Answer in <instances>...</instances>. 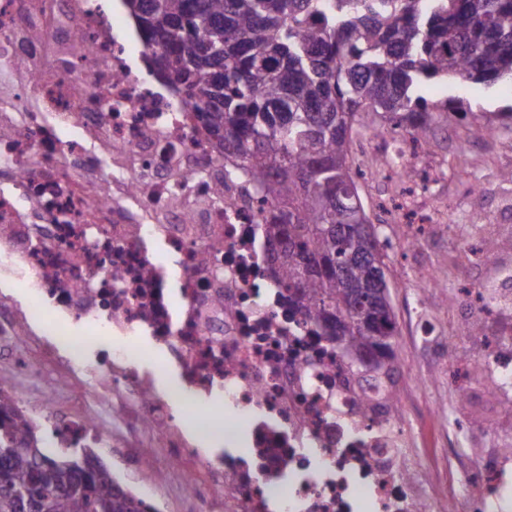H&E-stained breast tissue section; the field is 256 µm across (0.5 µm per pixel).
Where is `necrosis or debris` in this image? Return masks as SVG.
Listing matches in <instances>:
<instances>
[{"mask_svg": "<svg viewBox=\"0 0 512 512\" xmlns=\"http://www.w3.org/2000/svg\"><path fill=\"white\" fill-rule=\"evenodd\" d=\"M146 53L103 0H0V284L30 294L0 304V375L36 349L88 391L74 409L41 387L54 447L149 435L168 479L224 512H453L456 488L406 445L395 387L340 357L271 277L260 203L233 181L214 201L224 156ZM467 293L498 319L476 361L512 391V320L483 285ZM95 332L114 341L107 362L90 358ZM145 346L174 374L162 388L138 367ZM216 390L225 430L249 424L243 455L210 457L181 428L179 406ZM464 492L468 512H501L512 462L474 458Z\"/></svg>", "mask_w": 512, "mask_h": 512, "instance_id": "4bbe7bcc", "label": "necrosis or debris"}]
</instances>
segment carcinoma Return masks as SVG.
I'll list each match as a JSON object with an SVG mask.
<instances>
[{"mask_svg":"<svg viewBox=\"0 0 512 512\" xmlns=\"http://www.w3.org/2000/svg\"><path fill=\"white\" fill-rule=\"evenodd\" d=\"M163 83L192 100L232 173L268 205L272 275L323 335L394 359L377 229L348 160L359 118L424 135L447 75L512 84V0H123ZM512 237L476 250L486 262ZM0 391V512H143L95 454L64 467Z\"/></svg>","mask_w":512,"mask_h":512,"instance_id":"1","label":"carcinoma"}]
</instances>
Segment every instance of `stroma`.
<instances>
[{
	"label": "stroma",
	"mask_w": 512,
	"mask_h": 512,
	"mask_svg": "<svg viewBox=\"0 0 512 512\" xmlns=\"http://www.w3.org/2000/svg\"><path fill=\"white\" fill-rule=\"evenodd\" d=\"M422 94L434 102L463 100L469 111L449 114L447 121L433 124L419 149L411 135L399 128L383 125L373 132H361L350 149V160L353 168L373 171L372 176L359 178L358 188L379 230L398 322L405 325L408 309L420 298L426 277H434L439 286L437 295L425 300L437 341H422L405 325L397 339L395 365L403 394L401 416L416 447L423 450L426 467L444 489L457 479L471 449L482 447L486 427L495 428L499 438L512 445V417L501 413L485 375L464 373L465 361L458 354L469 321V302L462 286L475 280L494 281L502 267L512 266V252L499 254L496 262L481 263L458 246L464 236L494 239L512 234V132L496 129L479 140L470 133L472 127L483 123L486 113L512 106V86L468 85L444 77L429 82ZM392 143L403 151H415L419 166L431 174L427 191L414 202L415 209L444 215L443 223L426 225L414 242L409 239L408 226L391 223L383 207L398 194L388 149ZM480 213L490 215V223H476ZM421 374L430 375L428 386L415 385V377ZM452 414L471 423L467 438L449 440L448 417ZM155 454L152 442L146 439L127 457L116 458L104 450L99 457L114 477L137 491L141 488V460Z\"/></svg>",
	"instance_id": "1"
}]
</instances>
